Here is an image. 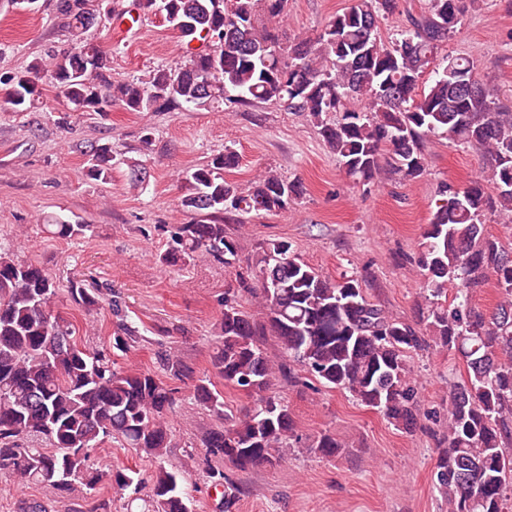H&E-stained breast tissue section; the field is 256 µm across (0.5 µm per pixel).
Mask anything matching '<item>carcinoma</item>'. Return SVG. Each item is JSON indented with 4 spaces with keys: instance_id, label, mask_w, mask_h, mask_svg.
<instances>
[{
    "instance_id": "obj_1",
    "label": "carcinoma",
    "mask_w": 512,
    "mask_h": 512,
    "mask_svg": "<svg viewBox=\"0 0 512 512\" xmlns=\"http://www.w3.org/2000/svg\"><path fill=\"white\" fill-rule=\"evenodd\" d=\"M102 0H54L66 17L70 50L48 55L32 70L75 112L104 115L120 105L150 112L160 102L206 107L223 101L247 106L276 103L304 112L356 185H369L382 163L408 180L425 171L424 141L452 137L492 160L489 184H445L424 227L419 259L426 301L425 331L371 303L358 279H331L301 261L285 241L259 245L253 268H237L238 247L228 222L251 211L286 212L301 196L300 183L276 173L258 176L248 193L224 179L238 164L226 150L185 172L180 205L193 213L170 230L164 264L210 256L233 271L236 287L224 291V314L213 342L211 365L224 385L252 400L243 417L228 414L224 392L201 378L195 398L218 420L204 440L207 474L232 485L228 464L245 472L273 466L294 437L285 401L272 392L276 373L299 367L329 389L345 391L390 423L411 432L418 390L409 354L434 344L459 354L468 376L451 387L448 447L436 465V481L448 496V512H509L512 500V247L490 235L481 215L496 211L512 221V108L486 84L460 86L476 69L469 56L438 57L457 32L452 14L462 0H430L391 45L379 34L381 18L398 0H352L312 37L288 38L279 25L288 0H138L136 11L165 14L187 42L205 50L147 78L113 82L110 57L85 34L100 16ZM432 69L430 83L421 81ZM4 97L26 111L40 97L26 72L0 79ZM87 176L112 178L115 156L106 144L86 151ZM92 225L51 216L44 230L75 239ZM493 284L500 301L489 314L469 296ZM455 303L439 301L448 289ZM59 288L41 267L0 251V474L62 497L81 487L97 492L102 475L91 450L117 436L158 462L147 494V512H192V486L164 465L169 419L178 388L191 368L174 352L164 355L168 380L150 369L115 366L111 348L131 349L126 336L111 346L87 347L70 318L53 310ZM257 300L261 319L243 310L240 294ZM73 306L91 316L100 306L95 289L81 280L67 290ZM280 349L278 363L265 352ZM308 448L334 458L343 447L330 433ZM110 486L139 492L131 467L109 468Z\"/></svg>"
}]
</instances>
